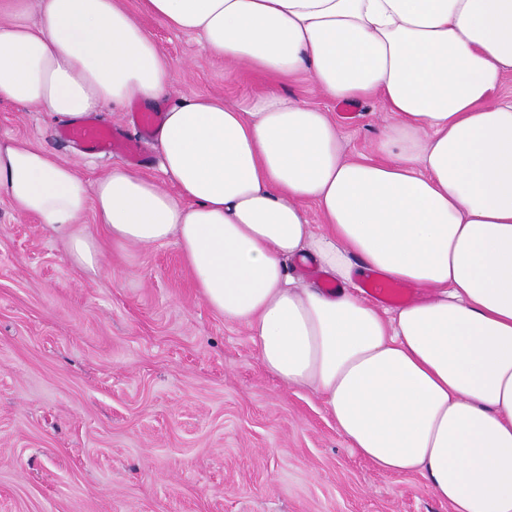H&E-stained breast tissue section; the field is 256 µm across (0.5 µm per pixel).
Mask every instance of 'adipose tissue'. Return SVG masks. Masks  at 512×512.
I'll return each mask as SVG.
<instances>
[{"mask_svg":"<svg viewBox=\"0 0 512 512\" xmlns=\"http://www.w3.org/2000/svg\"><path fill=\"white\" fill-rule=\"evenodd\" d=\"M145 15L227 63L378 100L392 122L376 158L276 91L170 101L176 71ZM509 75L512 0H0V102L71 119L168 103L164 183L127 166L91 181L0 136V191L90 269L89 213L115 245L173 242L206 304L265 370L320 396L349 447L421 474L452 512H512ZM372 271L428 297L379 307L351 290Z\"/></svg>","mask_w":512,"mask_h":512,"instance_id":"ef3b65f1","label":"adipose tissue"}]
</instances>
